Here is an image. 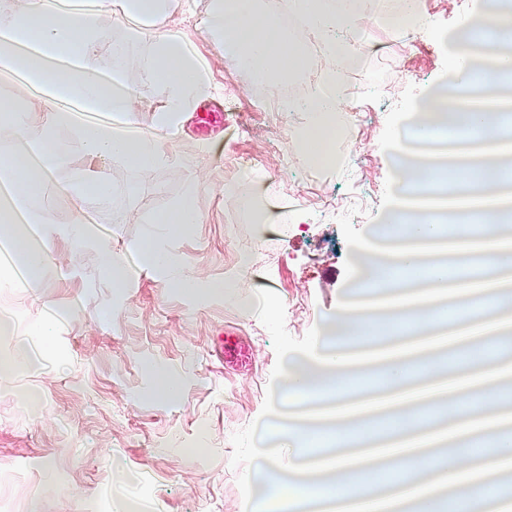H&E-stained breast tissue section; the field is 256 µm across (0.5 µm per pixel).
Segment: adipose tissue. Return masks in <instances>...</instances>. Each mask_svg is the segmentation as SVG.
I'll list each match as a JSON object with an SVG mask.
<instances>
[{
	"instance_id": "ef3b65f1",
	"label": "adipose tissue",
	"mask_w": 512,
	"mask_h": 512,
	"mask_svg": "<svg viewBox=\"0 0 512 512\" xmlns=\"http://www.w3.org/2000/svg\"><path fill=\"white\" fill-rule=\"evenodd\" d=\"M182 0H0V82L16 97H0V275L13 288H36L52 261L57 239L72 255L87 243L99 245L100 270L113 288L128 287L144 274L163 280L179 294L196 299L224 295L233 280H209L177 264L159 243L156 231L190 235L202 217L192 193L156 214L153 226L131 244L136 260L128 265L102 241L88 215L89 201L104 203L114 192L108 163L119 159L135 169L163 162L192 112L214 98L218 86L208 60L195 42L169 29L166 20ZM202 10L201 25L215 37L227 59L243 66L252 80L267 82L301 75L309 67L305 40L289 33L280 12L304 17L309 35L326 48V77L306 105L309 121L297 146L312 156L332 143L330 127L343 101L333 77L354 54L351 33L361 20L355 9L338 10L326 0H282L280 11L260 8L258 0H193ZM144 20L139 67H132L124 43L111 47L101 66L102 16ZM160 89L162 101L150 127L138 114V87ZM24 97L27 111L16 109ZM68 171L66 185L57 175ZM65 191L74 205L71 224L57 230L49 198Z\"/></svg>"
}]
</instances>
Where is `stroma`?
<instances>
[{
  "mask_svg": "<svg viewBox=\"0 0 512 512\" xmlns=\"http://www.w3.org/2000/svg\"><path fill=\"white\" fill-rule=\"evenodd\" d=\"M180 28L201 46L220 91L192 114L171 158L143 170L113 160L112 208L90 214L122 251L205 174L211 187L195 199L202 223L163 245L212 280L244 261L250 273L232 294L204 301L149 276L119 292L101 276L90 243L75 258L60 251L37 291L0 288V315H12L18 330L0 336L2 352L38 327L46 309L71 316L56 338L58 363L0 389V512H121L116 460L136 488L150 487L160 512H240L230 439L259 419L276 362L255 291L282 299L297 338L335 310L352 255L337 218L356 205L355 227L379 223L390 171L379 145L387 113L408 85H431L442 71L430 36L382 26L360 33L368 51L350 75L362 90L358 125L342 144V166L319 171L290 139L307 122L292 109L294 95L314 90L312 78L256 85L198 19ZM116 212L122 223H113ZM108 308L119 316L107 326L100 316ZM156 363L183 375L178 403L153 397L148 367ZM200 442L206 453L190 454Z\"/></svg>",
  "mask_w": 512,
  "mask_h": 512,
  "instance_id": "1",
  "label": "stroma"
}]
</instances>
